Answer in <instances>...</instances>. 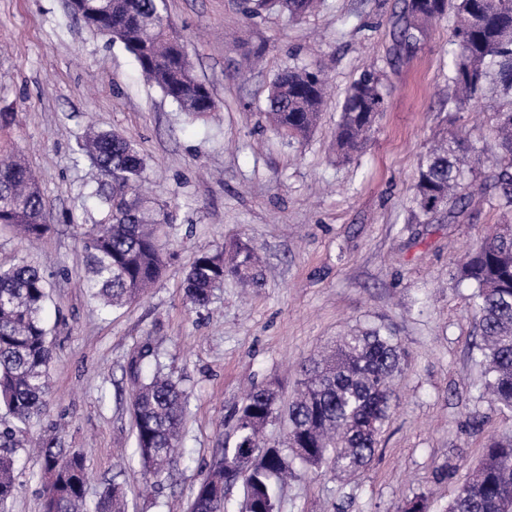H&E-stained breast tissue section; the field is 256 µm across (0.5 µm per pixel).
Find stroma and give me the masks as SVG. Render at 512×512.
<instances>
[{
    "label": "stroma",
    "mask_w": 512,
    "mask_h": 512,
    "mask_svg": "<svg viewBox=\"0 0 512 512\" xmlns=\"http://www.w3.org/2000/svg\"><path fill=\"white\" fill-rule=\"evenodd\" d=\"M402 7L323 0L295 22L265 11L246 18L238 0H167L198 78L221 105L192 119L144 81L120 44L72 17L67 0H0V112L16 115L0 144L25 150L52 224L34 246L0 228V266L25 260L49 277L53 385L17 453L7 512H43L37 449L55 434L85 458L92 510L116 479L127 512H187L246 390L271 386L288 403L310 356L378 322L396 332L406 366L374 459L351 478L323 468L289 482L282 512H398L416 494L427 512H445L488 438L512 435V413L483 393L472 290L453 278L463 250L497 224L496 201L477 190L458 222L444 214L430 224L410 219L418 161L434 136L459 130L491 151L494 115L448 109L449 20L417 52L394 60ZM313 61L330 95L316 130L291 142L262 111L278 68ZM370 66L389 93L387 109L366 148L343 162L335 150L340 106ZM91 124L134 142L147 162L142 194L174 218L161 240L172 255L161 280L108 312L79 279L81 227L98 219L81 209L79 193L100 173L75 159ZM239 240L263 257L262 288L245 294L229 280L210 309H190L183 285L197 252ZM148 339L184 378L188 460L146 492L125 367Z\"/></svg>",
    "instance_id": "35a3bbf8"
}]
</instances>
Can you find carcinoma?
<instances>
[{
	"mask_svg": "<svg viewBox=\"0 0 512 512\" xmlns=\"http://www.w3.org/2000/svg\"><path fill=\"white\" fill-rule=\"evenodd\" d=\"M316 0H240L243 15L278 12L297 21ZM70 13L93 32L123 45L143 77L159 87L181 111L198 117L218 110L210 87L195 74L184 37L172 24L166 0H72ZM455 23L456 51L448 63L451 110L490 108L494 164L485 181L496 192L502 222L465 253L457 264L459 281L473 289L481 332L479 364L491 402L512 411V0H404L393 21V57L427 42L430 26L446 11ZM383 83L371 70L348 90L336 125L337 156L349 159L368 141L386 111ZM326 102V78L313 65H286L271 82L265 121L282 137L306 138ZM104 180L86 187L81 207L105 213L98 224H83L82 286L106 310L139 299L161 278L167 254L161 229L172 224L167 207L139 193L146 161L133 142L114 131L91 130L79 145ZM479 174L463 135L446 128L420 158L412 214L420 224L440 212L454 222L467 209L466 189ZM0 226L25 239L50 230L46 202L20 150L0 160ZM231 277L246 288H260V257L254 246L237 242L230 257L201 250L184 280L195 309L210 306L213 291ZM48 297L43 271L29 263L0 268V409L17 425L0 428V512L13 499L18 435L36 423L51 393V346L42 312ZM405 351L383 324L355 329L336 349L309 359L304 379L288 406L279 440L265 430L281 418L277 392L254 387L234 414L219 458L195 489L189 512H230L227 494L240 482L253 512H281L284 483L325 464L354 475L374 458L390 418L392 383L402 373ZM134 417V451L142 462L146 487L161 481L180 462L182 424L187 410L181 380L164 371L157 352L144 344L127 364ZM44 512H86L89 480L82 455L48 439L42 450ZM121 484L107 487L97 512H125ZM448 512H512V436L492 438L469 480L460 485Z\"/></svg>",
	"mask_w": 512,
	"mask_h": 512,
	"instance_id": "obj_1",
	"label": "carcinoma"
}]
</instances>
